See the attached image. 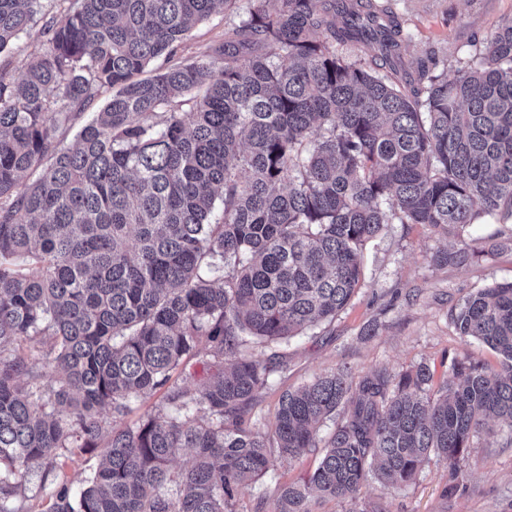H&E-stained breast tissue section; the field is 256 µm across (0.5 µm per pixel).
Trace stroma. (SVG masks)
<instances>
[{"label": "stroma", "instance_id": "35a3bbf8", "mask_svg": "<svg viewBox=\"0 0 512 512\" xmlns=\"http://www.w3.org/2000/svg\"><path fill=\"white\" fill-rule=\"evenodd\" d=\"M66 0H42L34 21L0 52V71L20 72L44 49L42 29L66 12ZM408 38V58L432 49L448 60L464 56L471 39L491 36L512 20V0H393ZM223 12L192 30L178 51L182 60L201 57L224 40ZM451 243L419 224H390L362 250V278L351 304L331 324L272 345L247 343L246 354L265 362L285 355L286 371L274 372L258 395L255 416L272 423L280 394L314 380L337 366L362 374L379 364L400 372L428 365L435 380L448 375L452 357H467L489 365L499 358L487 345L457 334L452 316L471 293L512 281V250H503L463 267L438 266L433 255ZM105 453L58 450L54 469L35 467L25 476L16 512H49V492L59 482L72 489L85 480ZM312 451L298 459L273 454L272 465L259 480L235 494L238 512H274L275 490L314 470ZM463 479L430 460L407 486L386 489L369 480L355 506L370 512H512V446L504 444L496 425L474 438L460 462Z\"/></svg>", "mask_w": 512, "mask_h": 512}]
</instances>
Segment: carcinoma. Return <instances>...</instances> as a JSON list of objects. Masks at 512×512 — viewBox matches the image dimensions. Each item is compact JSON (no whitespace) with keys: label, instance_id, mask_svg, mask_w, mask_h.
<instances>
[{"label":"carcinoma","instance_id":"obj_1","mask_svg":"<svg viewBox=\"0 0 512 512\" xmlns=\"http://www.w3.org/2000/svg\"><path fill=\"white\" fill-rule=\"evenodd\" d=\"M40 2L0 0V50ZM239 2L74 0L26 69L0 72V512L54 451L101 439V466L76 493L61 483L51 512H236L272 448L300 458L337 413L275 512L353 504L371 478L406 486L432 457L456 474L491 419L512 445V282L453 318L499 365L454 358L437 386L424 364L340 366L283 391L266 427L252 410L287 364L241 350L333 320L389 224L453 237L439 265L487 255L465 237L485 217L496 249L512 246V21L470 42L450 79L433 51L406 68L392 0ZM218 6L236 16L224 41L175 60ZM109 89L61 146L59 128ZM27 339L47 346L48 372L9 350ZM202 353L197 385H169ZM161 390L174 413L103 431L102 410Z\"/></svg>","mask_w":512,"mask_h":512}]
</instances>
